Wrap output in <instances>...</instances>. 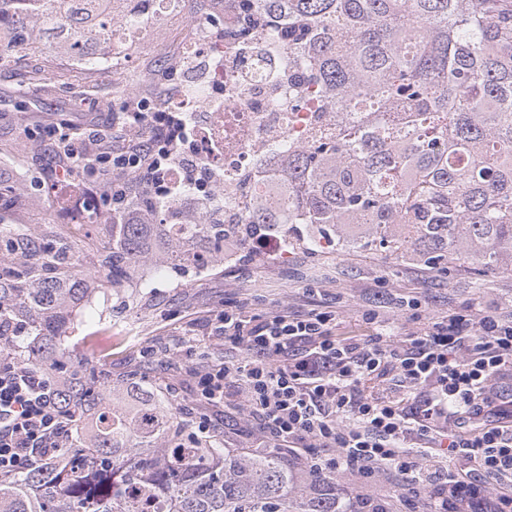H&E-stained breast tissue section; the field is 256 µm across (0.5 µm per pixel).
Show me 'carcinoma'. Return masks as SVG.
<instances>
[{
  "mask_svg": "<svg viewBox=\"0 0 512 512\" xmlns=\"http://www.w3.org/2000/svg\"><path fill=\"white\" fill-rule=\"evenodd\" d=\"M0 0V19L25 32L46 58L65 47L91 68L120 74L105 51L112 18L87 26L81 0ZM224 37L273 46L265 80L288 84V112L315 114L302 136L281 143L283 197L275 211H211L180 224L144 185L134 213L109 216L111 239L85 271L69 234L14 227L32 187L0 166V337L13 325L36 341L28 364L68 372L73 313L107 286L126 288L140 270L214 268L220 243L310 224L322 242L381 248L397 259L512 260V0H211ZM127 14L146 24L145 0ZM73 419L62 455L0 476V512H288L301 488L275 448H220L174 419L159 383L93 367L62 389ZM342 480L328 478L302 512H353Z\"/></svg>",
  "mask_w": 512,
  "mask_h": 512,
  "instance_id": "cac0c4a2",
  "label": "carcinoma"
}]
</instances>
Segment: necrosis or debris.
<instances>
[{
	"label": "necrosis or debris",
	"instance_id": "obj_1",
	"mask_svg": "<svg viewBox=\"0 0 512 512\" xmlns=\"http://www.w3.org/2000/svg\"><path fill=\"white\" fill-rule=\"evenodd\" d=\"M156 21L176 34V41L164 38L160 44L183 63L168 102L169 111L183 113L188 120V137L181 149L208 174L207 179L191 184L168 173L170 204L192 219L201 205L212 199L236 206L239 200L233 194V180L257 166L267 178L250 201L274 208L281 192L275 178L280 157L271 144L288 136L283 121L287 91L271 93L264 82L266 61L262 55L221 44L215 38V31L224 27L219 12L160 13Z\"/></svg>",
	"mask_w": 512,
	"mask_h": 512
}]
</instances>
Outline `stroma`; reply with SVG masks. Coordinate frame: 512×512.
Listing matches in <instances>:
<instances>
[{
    "label": "stroma",
    "mask_w": 512,
    "mask_h": 512,
    "mask_svg": "<svg viewBox=\"0 0 512 512\" xmlns=\"http://www.w3.org/2000/svg\"><path fill=\"white\" fill-rule=\"evenodd\" d=\"M0 62V163L35 178L52 160L47 130L75 112H89L99 123L128 101L122 76H103L48 65L16 47ZM91 185L66 196H42L20 223L52 214L58 232ZM382 307L394 336L415 331L429 318L446 314H512V271H486L448 261L441 267L416 260H395L372 249L338 252L307 248L295 241L287 253L270 257L242 247L233 261L216 271L180 274L167 271L145 288H105L78 311L68 341L70 357L111 370L113 376L162 382L178 418L198 409L192 369L234 361L237 350L209 338L210 315L227 306L247 314L287 311L302 315L318 308L340 314L337 336L373 332L361 316L365 304ZM218 439L229 448L248 446L254 427L240 400L211 410Z\"/></svg>",
    "instance_id": "1"
}]
</instances>
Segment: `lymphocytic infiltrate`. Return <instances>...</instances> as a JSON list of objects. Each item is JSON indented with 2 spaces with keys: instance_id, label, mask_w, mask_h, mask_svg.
I'll return each mask as SVG.
<instances>
[{
  "instance_id": "f902f5d3",
  "label": "lymphocytic infiltrate",
  "mask_w": 512,
  "mask_h": 512,
  "mask_svg": "<svg viewBox=\"0 0 512 512\" xmlns=\"http://www.w3.org/2000/svg\"><path fill=\"white\" fill-rule=\"evenodd\" d=\"M123 127L147 129L124 141L95 120L52 126L56 162L43 188L107 183L109 204L135 194L131 173L158 175L183 137L185 118L153 112L148 101L125 108ZM372 336L340 337L336 311L214 313L210 333L242 357L192 371L203 405L217 407L237 388L260 447L288 449L311 480L335 475L372 485L393 478L408 512H421L426 492L464 500L480 481H495L494 512H512V318L451 314L396 338L376 310ZM59 384L43 370L0 356V473H20L65 446L71 421L57 402ZM425 443L424 453L408 443ZM468 463L442 474L433 458Z\"/></svg>"
}]
</instances>
